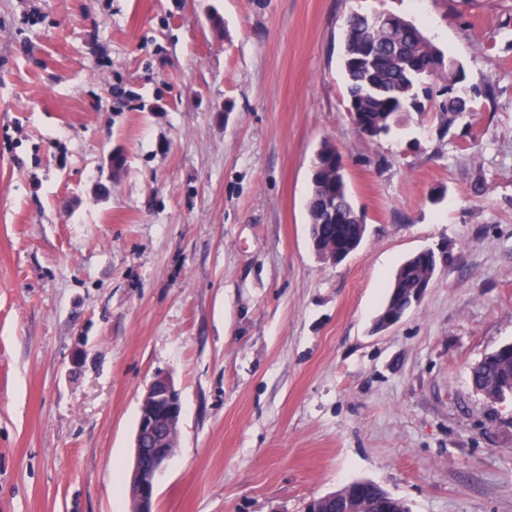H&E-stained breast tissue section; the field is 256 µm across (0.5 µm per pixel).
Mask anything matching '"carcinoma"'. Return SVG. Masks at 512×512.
<instances>
[{"instance_id": "carcinoma-1", "label": "carcinoma", "mask_w": 512, "mask_h": 512, "mask_svg": "<svg viewBox=\"0 0 512 512\" xmlns=\"http://www.w3.org/2000/svg\"><path fill=\"white\" fill-rule=\"evenodd\" d=\"M448 67V101L442 105L439 119L452 124L465 111V102L453 95V87L464 76L462 67L411 23L386 26L377 14L354 13L347 20L343 69L347 79L349 111L360 113L381 134L386 135L405 123L404 113L423 112L420 85L438 74L436 61ZM311 239L326 248H338L356 229L353 207L344 174L334 166H325L320 178L313 180L307 203ZM427 256L417 252L397 268L391 287L400 289L398 302L406 305L417 281L427 272ZM472 390L484 398L503 403L512 399V348L493 350L470 368ZM358 498L367 502L370 512H408L403 501L388 495L380 486L364 482Z\"/></svg>"}]
</instances>
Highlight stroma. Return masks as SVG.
Segmentation results:
<instances>
[{
	"label": "stroma",
	"instance_id": "obj_1",
	"mask_svg": "<svg viewBox=\"0 0 512 512\" xmlns=\"http://www.w3.org/2000/svg\"><path fill=\"white\" fill-rule=\"evenodd\" d=\"M354 13L462 64L381 138L342 67ZM367 226L310 246L317 151ZM125 163L113 171L114 153ZM442 249L418 306L374 321ZM512 0H0V512H130L141 398L181 392L155 512H303L364 479L409 512H512ZM423 251L427 252V253H430L433 256L434 271L423 282L421 288L419 289L418 293L415 295V297L413 299L411 307L418 305L421 302V300L423 299V297L426 294L428 288H430V286H431L432 280H433V278H434V276H435V274H436V272H437V270L439 268V264L441 266V265L445 264L448 261V256L446 257L444 255V252H441L440 259L438 260V257L436 256V254H435V252L433 250H430L428 248V249H424ZM411 307H407V308H405L403 310H400V311H397V312H388L386 310L383 313V315L381 317V320H380V323H379V326L376 328V330L382 331V330H385V329H388V328L394 326L395 324H397L402 319V317L406 314V312ZM428 260L425 253L421 251L409 256L405 259L397 268L391 285V288H401L398 297V303L406 306L412 296L413 288L416 287L417 281L421 279V276L427 272ZM398 274V278H396ZM511 346L485 354L470 368V384L477 395L500 403L512 399Z\"/></svg>",
	"mask_w": 512,
	"mask_h": 512
}]
</instances>
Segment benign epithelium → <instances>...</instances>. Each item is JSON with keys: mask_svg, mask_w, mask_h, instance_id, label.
<instances>
[{"mask_svg": "<svg viewBox=\"0 0 512 512\" xmlns=\"http://www.w3.org/2000/svg\"><path fill=\"white\" fill-rule=\"evenodd\" d=\"M318 259L332 264L344 261L358 250L352 244L335 251H325L311 242ZM182 414L180 391L173 380L157 375L145 391L134 437V457L128 490L133 512H155V480L174 448L171 438L178 433Z\"/></svg>", "mask_w": 512, "mask_h": 512, "instance_id": "1", "label": "benign epithelium"}]
</instances>
